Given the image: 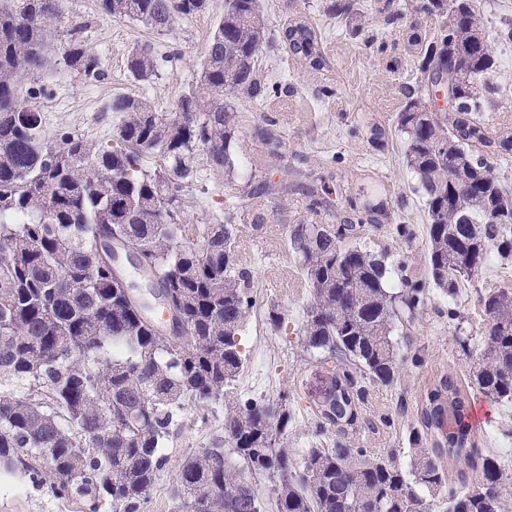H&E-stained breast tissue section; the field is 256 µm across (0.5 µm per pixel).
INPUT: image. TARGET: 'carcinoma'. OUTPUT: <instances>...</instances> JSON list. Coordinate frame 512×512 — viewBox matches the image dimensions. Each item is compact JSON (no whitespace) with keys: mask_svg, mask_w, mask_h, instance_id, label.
I'll use <instances>...</instances> for the list:
<instances>
[{"mask_svg":"<svg viewBox=\"0 0 512 512\" xmlns=\"http://www.w3.org/2000/svg\"><path fill=\"white\" fill-rule=\"evenodd\" d=\"M63 0H0V470L49 482L58 498L88 500L91 512H140L167 462L164 448L190 403L226 400L246 361L241 335L255 300L250 276L234 262L239 229L196 224L190 241L179 193L192 185L198 159L233 176L238 115L232 98L257 99L269 88L256 63L266 43L263 0H224L201 62L199 81L173 112L139 96L117 95L119 116L104 147L78 136L52 140L37 96L20 76L53 70V23ZM107 17L165 32L178 19L206 11L208 0H97ZM336 16L361 29L368 12L334 0ZM438 17L420 66L422 93L397 113L406 166L416 175L427 216L428 280L392 277L388 256L359 244L364 227L387 215L384 202L349 200L340 216L325 201L322 217L286 231L311 289L304 309V347L320 355L330 392L317 403L318 427L336 432L331 448L296 459L284 437L290 395L277 401H230L225 447L206 448L183 463L179 512H266L255 479L273 483L276 512H512V471L476 448L471 401L451 374L424 394L411 429L410 463L354 446L362 382L388 386L407 358L430 289L448 300V320L461 319L460 293L488 255L512 259V186L493 158L512 153V132L491 135L475 119L495 92L496 66L473 0H423ZM74 25L62 45L64 67L87 79L104 76L100 58ZM292 56L321 67L318 35L298 22L282 30ZM456 60L455 105L430 111L428 77ZM168 62L150 42L135 44L126 67L138 81ZM160 157L144 168L145 157ZM125 240L160 284L174 293L182 333H163L143 319L112 279L99 252L102 237ZM483 313L475 351L477 392L512 402V288L479 293ZM430 437L431 446L422 444ZM464 456L480 470L469 481L445 461Z\"/></svg>","mask_w":512,"mask_h":512,"instance_id":"carcinoma-1","label":"carcinoma"}]
</instances>
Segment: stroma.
Here are the masks:
<instances>
[{
  "instance_id": "1",
  "label": "stroma",
  "mask_w": 512,
  "mask_h": 512,
  "mask_svg": "<svg viewBox=\"0 0 512 512\" xmlns=\"http://www.w3.org/2000/svg\"><path fill=\"white\" fill-rule=\"evenodd\" d=\"M373 9L364 30H353L351 21L334 18L331 0H264L270 43L261 55L260 74L278 94L265 99L239 100L238 166L232 178L202 167L199 180L183 191L186 224H220L224 205L241 193L254 192L251 207L238 212L237 261L250 275L251 292L260 305L242 335L245 367L234 383L238 400L277 399L291 396L293 422L285 437L294 455L311 446L331 447L335 432L319 431L317 397L324 368L305 351L303 309L309 290L289 250L285 228L311 217L309 189L344 211L349 199L367 197L384 202L387 218L365 227L364 245L373 252H388L391 265L403 266L407 275L427 279L425 265L426 222L424 203L416 192L417 178L404 161L403 137L396 114L407 93L418 84L422 49H410L408 37L418 33L430 40V17L405 6L404 0H368ZM485 34L499 64L500 90L477 118L492 133L512 131V41L499 40L500 30L512 22V0H479ZM224 13V0H210L206 13L179 19L168 31L156 34L124 19L101 16L97 0H64L55 24V40L63 42L73 25L83 24L87 48L97 54L105 76L89 82L58 68L28 77L27 85L44 87L32 105L42 116L50 137L68 133L108 146L116 122L106 104L118 94L145 96L160 112L172 111L188 85L195 83L204 46L215 22ZM313 28L321 40L325 59L315 69L289 53L281 31L294 22ZM154 43L170 61L158 76L139 83L126 70V57L136 42ZM384 129L372 139V127ZM272 129L280 141L271 152L260 137ZM273 184L260 194L261 183ZM409 225L410 240L393 232ZM512 286V260L491 256L483 276L464 289V321H448V302L432 296L413 334L411 350L420 364L401 365L396 382L388 387L369 386L362 404L361 426L356 434L362 447L376 454H394L399 464L408 461V436L417 419L420 396L445 372H453L463 386L472 383L475 361L463 352L461 340L477 344L478 295L485 286ZM277 304L285 325L272 330L264 320L263 306ZM471 418L479 431L476 441L483 451L496 454L512 466V447L500 441L512 430V403L494 404L480 395L471 399ZM224 404L187 405L178 419L165 453L168 461L141 512H178L173 490L186 456L212 447L224 437ZM0 512H90L85 500L60 499L48 486L21 474H0Z\"/></svg>"
}]
</instances>
